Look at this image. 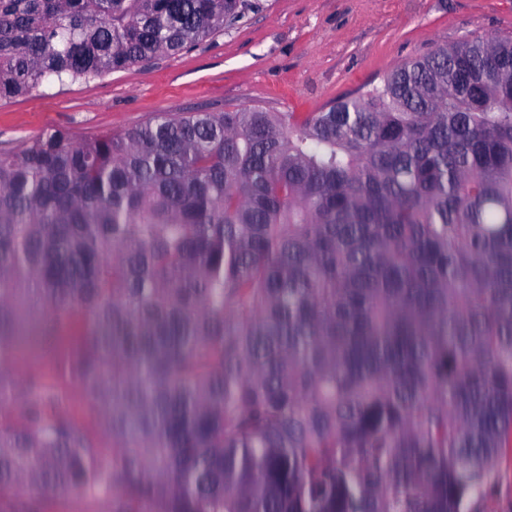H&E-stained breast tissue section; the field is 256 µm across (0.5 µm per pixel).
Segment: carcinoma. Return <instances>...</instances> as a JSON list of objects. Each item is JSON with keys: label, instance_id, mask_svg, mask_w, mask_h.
<instances>
[{"label": "carcinoma", "instance_id": "cac0c4a2", "mask_svg": "<svg viewBox=\"0 0 512 512\" xmlns=\"http://www.w3.org/2000/svg\"><path fill=\"white\" fill-rule=\"evenodd\" d=\"M252 0H0V102L175 55ZM80 327L112 456L33 379L0 500L481 512L512 447V40L320 112H161L0 154V403L21 311Z\"/></svg>", "mask_w": 512, "mask_h": 512}]
</instances>
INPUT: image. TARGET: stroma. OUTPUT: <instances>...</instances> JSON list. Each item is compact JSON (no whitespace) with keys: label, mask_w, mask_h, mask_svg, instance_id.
Listing matches in <instances>:
<instances>
[{"label":"stroma","mask_w":512,"mask_h":512,"mask_svg":"<svg viewBox=\"0 0 512 512\" xmlns=\"http://www.w3.org/2000/svg\"><path fill=\"white\" fill-rule=\"evenodd\" d=\"M237 23L171 57L89 82L51 83L36 96L0 103V153L43 132L77 140L119 134L160 112H220L261 105L270 112H318L382 79L407 60L478 35L512 37V0H256ZM8 365L20 413L33 375L68 395L75 424L92 443L112 434L59 366L70 339L45 315L22 317ZM10 512H114L115 498L22 493Z\"/></svg>","instance_id":"35a3bbf8"}]
</instances>
